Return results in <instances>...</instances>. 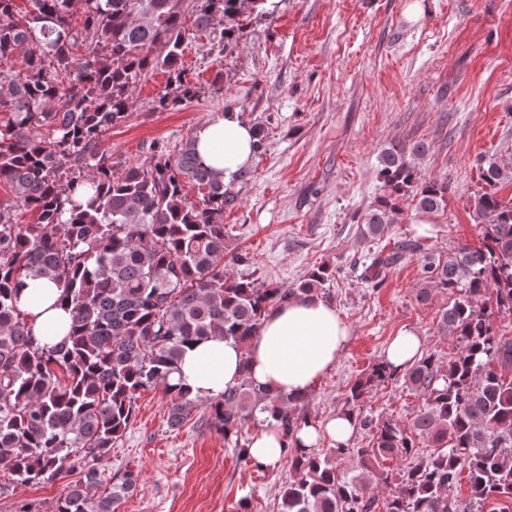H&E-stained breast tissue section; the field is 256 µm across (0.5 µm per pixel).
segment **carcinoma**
I'll use <instances>...</instances> for the list:
<instances>
[{"instance_id": "obj_1", "label": "carcinoma", "mask_w": 512, "mask_h": 512, "mask_svg": "<svg viewBox=\"0 0 512 512\" xmlns=\"http://www.w3.org/2000/svg\"><path fill=\"white\" fill-rule=\"evenodd\" d=\"M29 2L20 12L14 0H0V64L21 66L0 70V467L11 476L0 482V499L15 483L75 474L48 512H115L139 472L126 470L104 498L92 490L133 426L144 391L163 389L170 427L197 413L242 457L258 413L275 414L287 439L314 421L304 401L247 373L213 400L190 396L170 376L188 345L220 335L245 349L270 307L327 297L336 270L320 264L296 286L278 288L226 268V259L251 264L224 231V210L238 193L199 157L193 137L135 163L114 162L101 148L105 133L129 118L147 75L168 74L153 110L194 99L185 43L205 31L222 53H233L245 21L267 15V0ZM77 10L80 29L71 23ZM427 152L420 141L381 151L383 195L366 213L363 235L375 238L399 223L407 197L421 212L445 210L448 180L426 178L416 166ZM510 177L509 158L479 164L481 247L462 244L441 258L408 239L373 253L365 268L371 288L409 255L420 261V297L432 288L453 295L437 329L455 338L456 352L446 359L427 351L402 371L405 387L421 399L407 428L364 413L366 400L397 373L381 361L359 375L342 410L372 435L369 447L286 448L291 477L279 512H377L368 495L374 487L388 491L385 512H512V338L492 320L512 312V199L498 196ZM25 213L36 220L21 222ZM30 278L54 281L70 312L69 333L54 345L36 339L17 307ZM420 438L433 452L398 472L383 467L414 454ZM350 455L359 472L347 477L336 461ZM463 474L465 502L453 495Z\"/></svg>"}]
</instances>
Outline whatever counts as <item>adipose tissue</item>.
<instances>
[{"instance_id": "adipose-tissue-1", "label": "adipose tissue", "mask_w": 512, "mask_h": 512, "mask_svg": "<svg viewBox=\"0 0 512 512\" xmlns=\"http://www.w3.org/2000/svg\"><path fill=\"white\" fill-rule=\"evenodd\" d=\"M193 137L200 157L224 183H234L238 171L256 159L252 126L237 110L218 113ZM59 297L56 285L45 278L27 281L19 297L18 306L34 336L45 345L60 341L70 326V315ZM350 338L349 326L332 304L318 297L293 298L268 311L248 353H241L224 337H209L185 349L171 381L189 389L192 396L215 398L237 386L247 372L273 391L304 398L333 370ZM260 419L247 454L265 467L281 464L283 446L310 448L324 434L344 445L354 433L352 419L341 412L325 426L302 427L288 440L270 413Z\"/></svg>"}]
</instances>
